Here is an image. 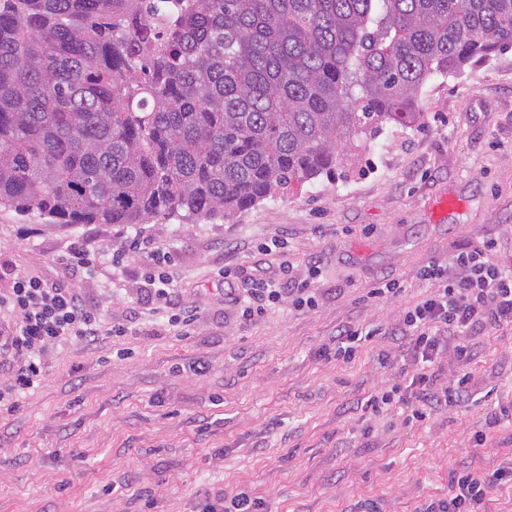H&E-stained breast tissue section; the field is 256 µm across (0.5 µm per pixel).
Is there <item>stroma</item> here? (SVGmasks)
Instances as JSON below:
<instances>
[{
  "label": "stroma",
  "mask_w": 512,
  "mask_h": 512,
  "mask_svg": "<svg viewBox=\"0 0 512 512\" xmlns=\"http://www.w3.org/2000/svg\"><path fill=\"white\" fill-rule=\"evenodd\" d=\"M419 109L418 126H384L349 150L336 179L207 223L61 229L0 207L2 291L19 269L64 277L61 258L79 237L124 250L122 280L108 262L74 280L101 336L53 349L42 387L0 414V512H198L205 492L242 488L269 512H345L360 498L421 512L447 497L449 469H493L512 456L509 442H469L512 399V326L479 336L469 398L422 422L362 411L400 380L404 357L386 368L375 359L393 337L350 363L328 354L340 327L387 326L428 295L423 265L452 263L488 239L497 260L512 262V49L430 78ZM139 233L162 240L165 255L129 249ZM273 239L284 253L260 255ZM227 262L267 279L314 277L317 301L245 321L224 295ZM166 271L198 308L184 336L144 295L146 276ZM383 279L400 293L366 300ZM118 323L131 335H110ZM200 360L201 378L191 372Z\"/></svg>",
  "instance_id": "35a3bbf8"
}]
</instances>
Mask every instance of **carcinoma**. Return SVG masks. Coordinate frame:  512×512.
<instances>
[{
	"label": "carcinoma",
	"mask_w": 512,
	"mask_h": 512,
	"mask_svg": "<svg viewBox=\"0 0 512 512\" xmlns=\"http://www.w3.org/2000/svg\"><path fill=\"white\" fill-rule=\"evenodd\" d=\"M0 0V205L196 223L335 178L434 76L512 47V0Z\"/></svg>",
	"instance_id": "carcinoma-1"
}]
</instances>
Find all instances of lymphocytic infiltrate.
<instances>
[{"mask_svg": "<svg viewBox=\"0 0 512 512\" xmlns=\"http://www.w3.org/2000/svg\"><path fill=\"white\" fill-rule=\"evenodd\" d=\"M494 249L489 240L461 252L455 275L433 263L423 266L420 276L433 286V293L405 308L388 329L342 326L336 335L337 357L353 361L366 342L385 332L404 341L418 365L411 379L413 419L425 420L432 411L465 397L469 373L440 388L423 366L450 347L460 362L469 363L474 355L471 336L512 324V269L492 261ZM220 275L229 286L228 298L241 304L242 315L249 320L262 317L268 306L284 297L305 294L310 286L305 279L250 280L236 265L224 266ZM147 284L153 312L166 315L180 329L195 321L196 307L179 298L171 274L149 277ZM100 333L99 319L73 285L48 282L33 270L17 273L11 290L0 293V412H13L23 394L43 384L50 347L74 338L91 342ZM448 484V497L426 504L423 512H486L491 489L512 487V458L492 470L459 465L449 471Z\"/></svg>", "mask_w": 512, "mask_h": 512, "instance_id": "obj_1", "label": "lymphocytic infiltrate"}]
</instances>
